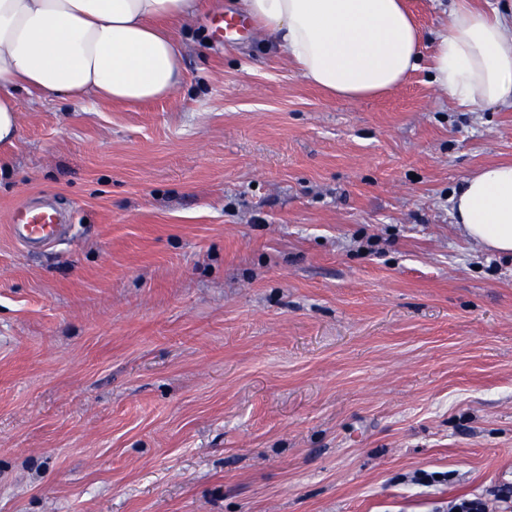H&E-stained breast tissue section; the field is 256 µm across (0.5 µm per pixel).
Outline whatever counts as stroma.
<instances>
[{"mask_svg": "<svg viewBox=\"0 0 512 512\" xmlns=\"http://www.w3.org/2000/svg\"><path fill=\"white\" fill-rule=\"evenodd\" d=\"M234 0L137 106L18 90L0 145V512H448L512 483V257L450 196L512 110L332 97ZM53 197L39 254L11 212ZM449 480L419 483L417 472Z\"/></svg>", "mask_w": 512, "mask_h": 512, "instance_id": "obj_1", "label": "stroma"}]
</instances>
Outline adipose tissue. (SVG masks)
Listing matches in <instances>:
<instances>
[{
    "instance_id": "obj_1",
    "label": "adipose tissue",
    "mask_w": 512,
    "mask_h": 512,
    "mask_svg": "<svg viewBox=\"0 0 512 512\" xmlns=\"http://www.w3.org/2000/svg\"><path fill=\"white\" fill-rule=\"evenodd\" d=\"M194 9L195 0H0V142L16 136L19 88L128 105L173 92L183 46L166 25ZM239 10L332 96L379 95L426 58L456 106L512 108V21L470 0H456L428 57L403 0H239ZM451 201L468 238L512 253V164L477 170Z\"/></svg>"
}]
</instances>
